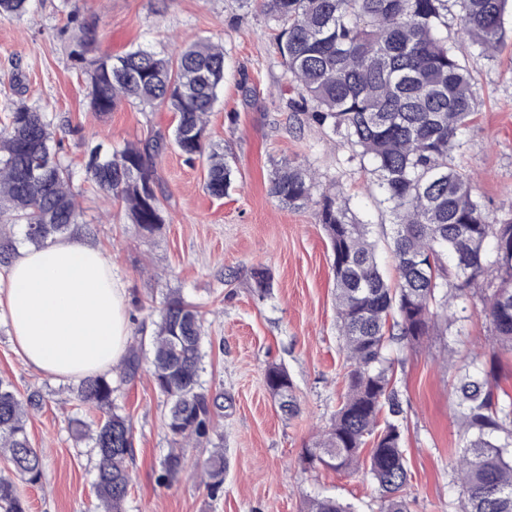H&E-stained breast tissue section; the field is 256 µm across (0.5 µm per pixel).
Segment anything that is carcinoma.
<instances>
[{"label":"carcinoma","instance_id":"obj_1","mask_svg":"<svg viewBox=\"0 0 512 512\" xmlns=\"http://www.w3.org/2000/svg\"><path fill=\"white\" fill-rule=\"evenodd\" d=\"M29 0H0V18L19 20ZM481 52L504 40L512 0H262L279 27L276 45L286 72L297 82L295 112L344 139L368 163L392 217L390 249L397 282L381 274L369 225L353 219L335 195L313 201V177L296 165L276 170L271 194L292 208L315 203L330 240L336 311L347 371L346 393L318 447L307 461L333 471L360 463L371 445L367 470L376 485L379 512H408V465L403 449L401 403L392 383L388 343L399 335L418 342L445 316L448 300L486 276L491 294L485 314L500 347L512 353V209L491 210L477 197L454 153L467 146L464 132L479 111L474 77L443 35L449 5ZM74 38L89 52L94 31L80 23ZM224 84V52L196 42L169 56L139 46L123 56L90 61V105L107 115L123 103L165 106L178 115L171 135L160 131L104 153L92 148L86 173L100 191L122 202L147 233L164 223L154 161L172 143L186 160L203 155L207 117ZM52 122L42 112L14 108L0 128V217L22 228L34 247L64 236L79 224L72 173L53 147ZM226 158L212 154L207 191L222 197L231 186ZM204 338L198 311L179 296L164 302L150 345L151 374L169 405L166 426L173 442L200 440L212 423L211 399L201 381ZM142 345H132L122 377L135 376ZM494 368L477 360L456 367L455 404L460 413L457 459L460 512H512V396L493 383ZM265 384L297 403L288 372L271 365ZM112 379H82L72 389L80 405L100 413L89 428L75 420L78 437L96 457L95 490L103 512H122L129 493L130 419L118 411ZM44 396L23 398L0 378V454L15 477L0 476V512H27L15 479L35 485L43 460L28 434L30 412ZM161 478L172 483L184 468L170 451ZM224 453L207 458L205 484H224ZM308 512H353L333 497H317Z\"/></svg>","mask_w":512,"mask_h":512}]
</instances>
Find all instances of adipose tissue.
Masks as SVG:
<instances>
[{"instance_id":"1","label":"adipose tissue","mask_w":512,"mask_h":512,"mask_svg":"<svg viewBox=\"0 0 512 512\" xmlns=\"http://www.w3.org/2000/svg\"><path fill=\"white\" fill-rule=\"evenodd\" d=\"M0 307L16 351L54 380L105 374L126 354L124 291L80 235L21 251L0 275Z\"/></svg>"}]
</instances>
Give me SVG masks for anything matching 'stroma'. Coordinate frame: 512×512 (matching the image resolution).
I'll return each mask as SVG.
<instances>
[{
	"mask_svg": "<svg viewBox=\"0 0 512 512\" xmlns=\"http://www.w3.org/2000/svg\"><path fill=\"white\" fill-rule=\"evenodd\" d=\"M92 24L94 55H121L137 45L173 52L207 40L224 48V87L209 117L206 150L225 155L233 184L224 197L205 187L208 161H186L168 149L155 161L165 222L149 234L121 203H109L87 180L84 156L97 145L120 151L150 131H172L164 107L125 103L110 114L89 107L86 65L73 53L75 22ZM496 58L479 55L456 17L448 40L469 64L481 100L467 129L469 148L455 162L477 196L494 209L512 207V18ZM276 22L258 0H31L20 21L0 19V124L18 104L44 112L60 139V158L72 170V190L87 242L111 259L124 288L130 336H150L164 298L178 294L196 306L205 330L202 382L220 404L208 440L183 444L178 482L160 479L173 446L164 398L149 363L136 377L113 375V399L133 425L131 485L125 512H306L309 499L330 496L355 512H378L376 488L365 471L309 466L345 392L343 338L336 317L329 240L313 207L291 209L270 192L273 171L288 164L314 176V195L337 193L374 237L390 230L376 178L349 146L317 124L294 118L299 90L277 52ZM271 276L268 294L255 292L252 274ZM452 325H437L418 345H391L394 385L403 408L404 450L410 473V512H458L453 482L459 414L451 392L453 364L489 359L497 346L484 314L481 287L457 300ZM283 366L298 410L282 414L264 382ZM20 396L42 390L44 401L28 430L44 459L40 484L18 481L29 512H96L94 455L77 442L78 410L70 385L28 367L16 352L0 313V378ZM224 448L221 487L201 484L198 469L215 445Z\"/></svg>",
	"mask_w": 512,
	"mask_h": 512,
	"instance_id": "1",
	"label": "stroma"
}]
</instances>
